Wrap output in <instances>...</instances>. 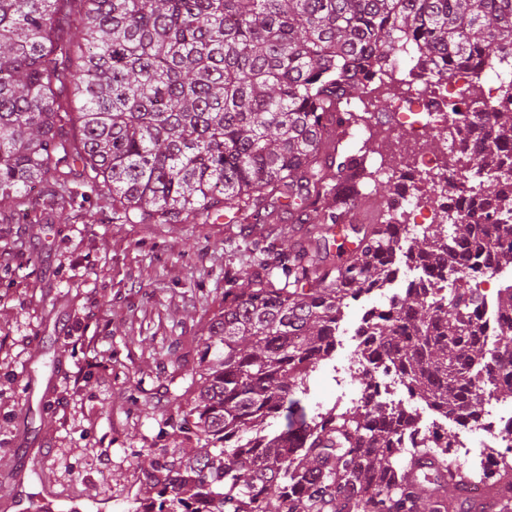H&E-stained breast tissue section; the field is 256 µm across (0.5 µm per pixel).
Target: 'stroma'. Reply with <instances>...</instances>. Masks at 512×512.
I'll use <instances>...</instances> for the list:
<instances>
[{
    "mask_svg": "<svg viewBox=\"0 0 512 512\" xmlns=\"http://www.w3.org/2000/svg\"><path fill=\"white\" fill-rule=\"evenodd\" d=\"M92 203V221L57 206L34 224L0 220V468L24 440L30 493L52 491L67 512H135L150 494L144 463L179 440L184 375L259 231L220 218L122 224L110 199ZM336 396L321 363L274 429Z\"/></svg>",
    "mask_w": 512,
    "mask_h": 512,
    "instance_id": "stroma-1",
    "label": "stroma"
}]
</instances>
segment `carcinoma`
Masks as SVG:
<instances>
[{"label": "carcinoma", "instance_id": "cac0c4a2", "mask_svg": "<svg viewBox=\"0 0 512 512\" xmlns=\"http://www.w3.org/2000/svg\"><path fill=\"white\" fill-rule=\"evenodd\" d=\"M509 50L512 0H0V202L13 213L30 216L37 183L78 213L105 191L124 224L298 225L287 251L253 243L247 287L224 289L179 407L195 447L150 462L156 496L140 512H450L444 492L469 491L450 445L401 453L410 417L382 401L269 427L331 357L350 302L403 263L449 277L448 294L410 284L367 322L359 357L447 417L512 392V286L490 338L471 278L512 265V108L467 103L475 136L444 178L398 162L387 195L425 180L442 206L420 241L382 206L352 222L374 172L368 143L347 147L382 62L438 76ZM485 486L512 512L509 458Z\"/></svg>", "mask_w": 512, "mask_h": 512}]
</instances>
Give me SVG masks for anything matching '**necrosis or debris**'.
<instances>
[{
  "label": "necrosis or debris",
  "instance_id": "obj_1",
  "mask_svg": "<svg viewBox=\"0 0 512 512\" xmlns=\"http://www.w3.org/2000/svg\"><path fill=\"white\" fill-rule=\"evenodd\" d=\"M391 66L394 80L374 87L364 103L371 129L382 139L401 137L412 144L425 136L452 138V148L431 154L418 153L413 158L417 172L449 173L457 148L470 140L465 119L453 117L451 105L470 99L500 105L499 88L504 81L512 79V66L499 65L481 74L462 66L440 78L429 76L416 63L395 60ZM382 100L388 102V109L379 108ZM331 369L337 386L342 389L338 404L357 406L370 395L402 405L411 415L413 423L403 431L400 447L416 448L425 442L435 448L452 442L456 459L476 477L493 469L498 457L512 451V404L493 399L482 406L478 418L447 419L408 396L394 372L384 364L371 365L353 355L347 361L333 363ZM358 374L364 375L367 389L354 394L346 391L347 377Z\"/></svg>",
  "mask_w": 512,
  "mask_h": 512
}]
</instances>
